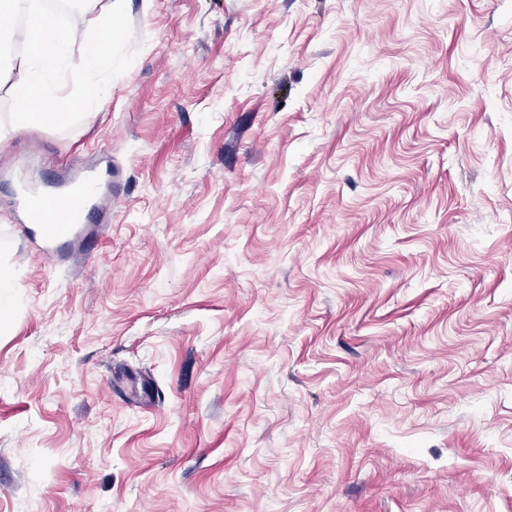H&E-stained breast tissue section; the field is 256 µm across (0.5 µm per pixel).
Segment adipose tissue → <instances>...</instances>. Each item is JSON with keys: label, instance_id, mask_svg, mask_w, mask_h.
Wrapping results in <instances>:
<instances>
[{"label": "adipose tissue", "instance_id": "1", "mask_svg": "<svg viewBox=\"0 0 512 512\" xmlns=\"http://www.w3.org/2000/svg\"><path fill=\"white\" fill-rule=\"evenodd\" d=\"M24 16L29 25L30 49L20 60L13 61L0 53V79H6L9 91L18 105L16 130H24L33 118L32 108L63 110L69 104L62 81L68 65L69 50L79 45L81 67L87 94L78 99L82 114L103 108L110 90L100 86L97 76L106 64L103 43L112 36L108 19L85 25L83 32L61 28L46 11L42 0H0V16Z\"/></svg>", "mask_w": 512, "mask_h": 512}]
</instances>
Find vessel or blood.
Instances as JSON below:
<instances>
[{"instance_id": "b4317fda", "label": "vessel or blood", "mask_w": 512, "mask_h": 512, "mask_svg": "<svg viewBox=\"0 0 512 512\" xmlns=\"http://www.w3.org/2000/svg\"><path fill=\"white\" fill-rule=\"evenodd\" d=\"M111 184V170L92 167L52 191L23 187L14 210L26 223L40 225L47 243L74 241L83 226L107 224L100 198Z\"/></svg>"}]
</instances>
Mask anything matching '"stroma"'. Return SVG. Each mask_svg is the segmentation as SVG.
Returning a JSON list of instances; mask_svg holds the SVG:
<instances>
[{
	"label": "stroma",
	"instance_id": "stroma-1",
	"mask_svg": "<svg viewBox=\"0 0 512 512\" xmlns=\"http://www.w3.org/2000/svg\"><path fill=\"white\" fill-rule=\"evenodd\" d=\"M112 29L99 112L0 87V512H512V0ZM103 156L109 234L43 254L6 177Z\"/></svg>",
	"mask_w": 512,
	"mask_h": 512
}]
</instances>
